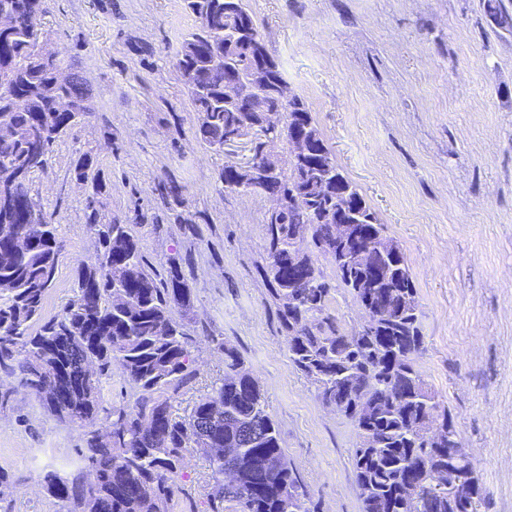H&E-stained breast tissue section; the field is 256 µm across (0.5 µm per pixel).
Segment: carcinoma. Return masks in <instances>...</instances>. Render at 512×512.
Masks as SVG:
<instances>
[{"mask_svg": "<svg viewBox=\"0 0 512 512\" xmlns=\"http://www.w3.org/2000/svg\"><path fill=\"white\" fill-rule=\"evenodd\" d=\"M46 0H0V12L14 16L12 45L0 53V183L17 170L26 177L13 183L29 198L41 218L37 241L28 250L7 256L0 253V374L19 378L55 420L82 431L83 447L76 449L82 466L64 477L54 471L44 476L46 493L56 512H170L178 485L184 449L202 447L209 457L212 491L208 512H317L298 469L288 460L278 427L267 411L258 383L243 368L233 350L216 336L210 342L224 351V378L212 385V394L200 399L187 417L177 420L170 400L197 379L190 326L195 323L194 297L185 277L188 256L179 252L153 264L142 251L131 225L118 219L100 223L94 206L103 195L102 181H92V205L87 224L97 236L99 258L79 269L77 289L59 314L46 318L43 304L55 279L58 241L55 227L41 203L31 194L32 175L44 169L51 147L63 130L51 118L54 100L68 98L80 104L79 119L94 111L91 88L81 72L71 69L67 82H56L60 61L43 57L37 31ZM200 26L188 33L175 56L200 120L197 136L216 153L224 152L228 127L253 130L254 150L263 154L266 142L288 138V125L277 128L257 124L261 108L277 107L284 113L305 106L301 97L279 101L268 90L255 96L254 109L234 112L224 102L227 73L199 60L192 46L206 33L224 38V0H183ZM486 11L497 25L512 29V14L502 0H487ZM252 43H234L241 72L250 63L270 64L272 82L282 80L269 53L257 54ZM29 88V102L12 105L11 84ZM330 171L308 169L288 160L272 164L270 184L294 197L274 222L264 224L265 265L261 276L287 332L289 358L315 386L323 399L336 398L342 379L357 382L353 395L340 408L356 430L373 433L377 445L364 440L353 448L355 481L361 512H480L478 478L448 412L426 388L418 357L423 345L422 311L412 274L403 254L395 271L381 281H368L361 262L336 255V223L329 213L336 197L358 189L343 175L331 149H326ZM94 165L84 153L74 166L75 179L86 181ZM177 181L157 185L155 191L175 212L184 198L172 192ZM360 228L368 236L385 233L378 214L366 207ZM304 233L303 260L310 280L288 287L276 269V255L294 244L293 233ZM332 256L334 280L327 279L318 256ZM151 280L150 293L135 284ZM97 281L100 294L88 303L82 285ZM342 289L354 301L372 308L383 294L389 298L387 314L373 319L369 331L353 340L341 335L330 312L333 293ZM120 323L124 336H109L92 345L82 334L84 323ZM54 336L67 337L65 350L43 360L41 344ZM94 366L87 383L69 403L49 400L47 379ZM117 366L130 384L128 399L117 406L101 405L103 381ZM105 423L110 439L102 441L97 421ZM222 432L208 443V429ZM454 470L468 491L448 497V470ZM415 474L420 494L404 488L407 473Z\"/></svg>", "mask_w": 512, "mask_h": 512, "instance_id": "obj_1", "label": "carcinoma"}]
</instances>
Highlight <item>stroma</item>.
Instances as JSON below:
<instances>
[{
    "label": "stroma",
    "mask_w": 512,
    "mask_h": 512,
    "mask_svg": "<svg viewBox=\"0 0 512 512\" xmlns=\"http://www.w3.org/2000/svg\"><path fill=\"white\" fill-rule=\"evenodd\" d=\"M283 78L302 96L344 176L400 247L422 310L419 366L448 409L479 476L482 512H512V32L484 0H245ZM40 24L64 66L89 81L96 110L56 141L32 191L57 229V314L94 264L90 184L71 170L91 153L106 185L101 217L131 224L152 262L189 254L195 383L172 399L187 414L224 376L223 339L258 382L289 460L320 512H361L352 472L356 431L290 362L286 333L259 268L265 197L224 191L226 161L194 134L192 101L174 66L197 22L183 0H47ZM186 188L183 222L154 192ZM0 409V467L12 512H54L45 472L73 470L77 432L20 388ZM173 512H206L211 471L190 448Z\"/></svg>",
    "instance_id": "obj_1"
}]
</instances>
